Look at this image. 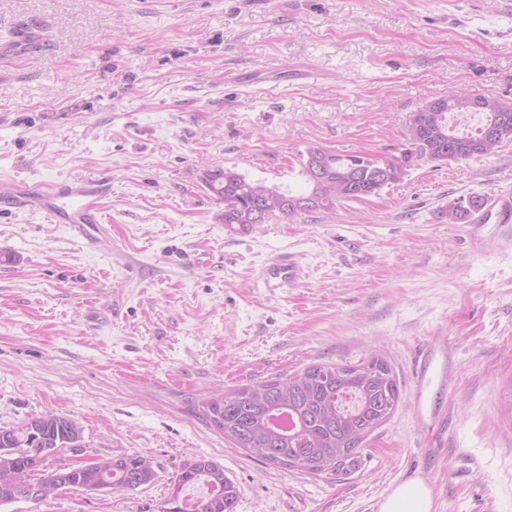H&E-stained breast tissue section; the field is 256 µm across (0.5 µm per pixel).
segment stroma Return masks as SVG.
<instances>
[{
  "label": "stroma",
  "mask_w": 512,
  "mask_h": 512,
  "mask_svg": "<svg viewBox=\"0 0 512 512\" xmlns=\"http://www.w3.org/2000/svg\"><path fill=\"white\" fill-rule=\"evenodd\" d=\"M297 69L307 79L224 80ZM451 94L512 101V0H0V185L110 182L91 244L0 215V428L53 410L83 438L49 467L144 455L155 471L134 491L64 488L0 512H159L196 457L223 465L235 512H380L410 479L432 512H512V238L442 216L512 189V142L416 162L377 194L245 237L225 234L202 181L230 168L307 192L308 150L383 161L414 112ZM279 252L302 276L270 288L259 277ZM435 336L452 346L445 387L413 372ZM372 356L401 397L347 475L265 464L198 412L243 384ZM467 454L480 473L449 480Z\"/></svg>",
  "instance_id": "35a3bbf8"
}]
</instances>
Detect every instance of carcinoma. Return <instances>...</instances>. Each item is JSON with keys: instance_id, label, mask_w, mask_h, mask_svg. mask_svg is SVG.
Returning <instances> with one entry per match:
<instances>
[{"instance_id": "cac0c4a2", "label": "carcinoma", "mask_w": 512, "mask_h": 512, "mask_svg": "<svg viewBox=\"0 0 512 512\" xmlns=\"http://www.w3.org/2000/svg\"><path fill=\"white\" fill-rule=\"evenodd\" d=\"M451 108L435 111L425 104L412 115L408 147L382 164L358 156L344 158L322 150L308 151L304 172L311 184L306 194H293L247 179L231 169L207 170L202 181L224 202L226 224H264L292 219L333 207L341 200H362L402 180L407 168L422 160L467 161L465 146L477 134H457L448 123L454 112H467L465 97L449 96ZM495 109L482 111L480 128L493 126L498 141L493 153L512 142V102L494 99ZM308 199L309 206L297 204ZM398 379L386 360L374 356L357 364H312L286 377L240 385L201 403V414L236 447L286 469L316 476L346 475L360 463L364 439L395 410ZM82 429L71 418L48 411L23 425L0 428V506L28 499L29 471L41 466L52 473L39 448H75ZM154 479L151 460L132 455L103 458L96 468L69 470L66 487L84 491L120 488L133 491ZM170 512H235L238 492L224 468L204 457L186 462L175 482ZM199 489L180 498L183 490Z\"/></svg>"}]
</instances>
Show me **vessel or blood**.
Listing matches in <instances>:
<instances>
[{"label":"vessel or blood","mask_w":512,"mask_h":512,"mask_svg":"<svg viewBox=\"0 0 512 512\" xmlns=\"http://www.w3.org/2000/svg\"><path fill=\"white\" fill-rule=\"evenodd\" d=\"M109 185L94 176H82L57 180L47 187L37 186L20 189H0V213L25 210L42 216L51 224H70L91 232L101 222L100 203L107 196ZM477 221H494L498 224L512 223V194L496 195L488 199L476 215ZM265 279H275L292 284L298 281L301 267L289 253L273 257L263 270ZM450 345L448 340L428 341L417 355L419 378L437 375L440 385H447Z\"/></svg>","instance_id":"b4317fda"}]
</instances>
